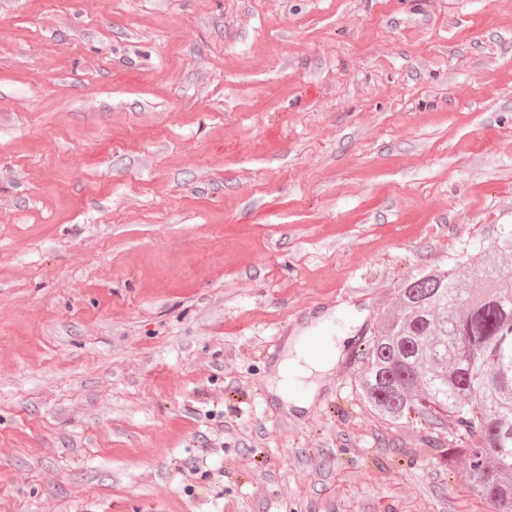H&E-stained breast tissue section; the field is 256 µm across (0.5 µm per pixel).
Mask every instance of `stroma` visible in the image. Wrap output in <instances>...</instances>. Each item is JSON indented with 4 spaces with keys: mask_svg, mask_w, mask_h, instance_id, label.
Here are the masks:
<instances>
[{
    "mask_svg": "<svg viewBox=\"0 0 512 512\" xmlns=\"http://www.w3.org/2000/svg\"><path fill=\"white\" fill-rule=\"evenodd\" d=\"M506 224L512 0H0V512H493L358 379ZM336 319L341 320L342 326L338 327L336 336H328L325 352L320 358L309 357L305 346L307 344L312 355L318 356L323 351L325 336H308L310 329L304 328L298 335L288 338L284 357L276 366L273 389L287 410L290 406L297 409L310 406L319 389L315 380L318 374L336 364L344 346L353 337L350 336L353 323L346 312L338 309Z\"/></svg>",
    "mask_w": 512,
    "mask_h": 512,
    "instance_id": "35a3bbf8",
    "label": "stroma"
}]
</instances>
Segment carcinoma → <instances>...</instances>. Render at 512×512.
<instances>
[{
    "label": "carcinoma",
    "instance_id": "1",
    "mask_svg": "<svg viewBox=\"0 0 512 512\" xmlns=\"http://www.w3.org/2000/svg\"><path fill=\"white\" fill-rule=\"evenodd\" d=\"M499 262L469 264L474 292L455 267L404 282L400 309L385 319L364 353L361 397L382 419L459 427L448 458L494 512H512V227L489 245Z\"/></svg>",
    "mask_w": 512,
    "mask_h": 512
}]
</instances>
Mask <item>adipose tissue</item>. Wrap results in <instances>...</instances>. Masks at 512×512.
I'll list each match as a JSON object with an SVG mask.
<instances>
[{
    "label": "adipose tissue",
    "mask_w": 512,
    "mask_h": 512,
    "mask_svg": "<svg viewBox=\"0 0 512 512\" xmlns=\"http://www.w3.org/2000/svg\"><path fill=\"white\" fill-rule=\"evenodd\" d=\"M341 325L335 336L329 337L321 357H309L306 352L307 332L289 337L283 359L275 370L274 393L288 407L305 409L310 406L319 386L318 374L330 370L336 364L344 346L350 339L352 323L344 310H337Z\"/></svg>",
    "instance_id": "ef3b65f1"
}]
</instances>
